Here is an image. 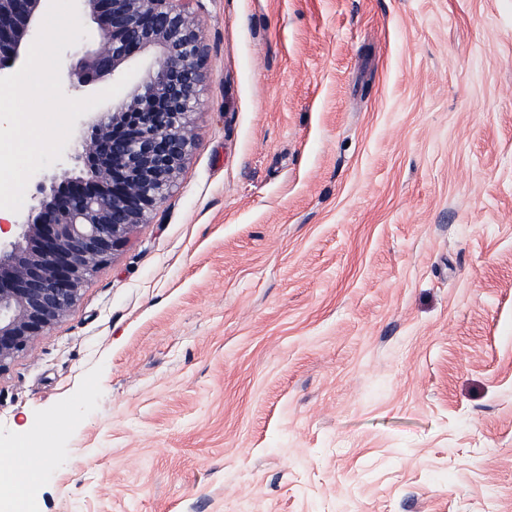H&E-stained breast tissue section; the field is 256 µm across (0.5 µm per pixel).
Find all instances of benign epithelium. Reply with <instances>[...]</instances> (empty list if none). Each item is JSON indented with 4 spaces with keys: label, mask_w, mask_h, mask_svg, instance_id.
I'll return each mask as SVG.
<instances>
[{
    "label": "benign epithelium",
    "mask_w": 512,
    "mask_h": 512,
    "mask_svg": "<svg viewBox=\"0 0 512 512\" xmlns=\"http://www.w3.org/2000/svg\"><path fill=\"white\" fill-rule=\"evenodd\" d=\"M93 31L75 44L62 83L73 93L144 57L139 82L105 112L77 122L72 167L36 183V204L0 241V373L62 319L84 285L177 184L195 138L205 57L201 0H76ZM50 0H0V77Z\"/></svg>",
    "instance_id": "benign-epithelium-1"
}]
</instances>
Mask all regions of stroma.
<instances>
[{
	"label": "stroma",
	"mask_w": 512,
	"mask_h": 512,
	"mask_svg": "<svg viewBox=\"0 0 512 512\" xmlns=\"http://www.w3.org/2000/svg\"><path fill=\"white\" fill-rule=\"evenodd\" d=\"M177 186L0 373L26 512H512V0H202Z\"/></svg>",
	"instance_id": "1"
}]
</instances>
